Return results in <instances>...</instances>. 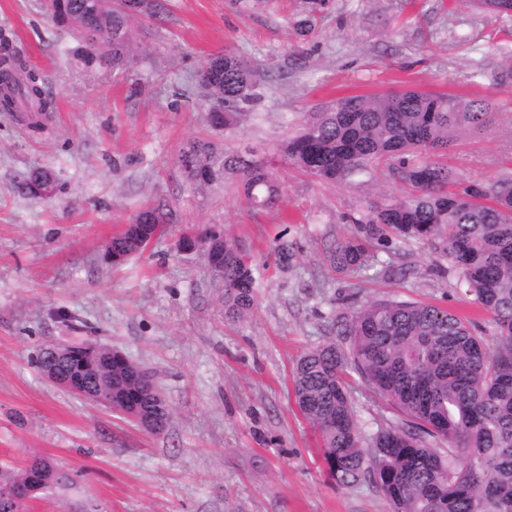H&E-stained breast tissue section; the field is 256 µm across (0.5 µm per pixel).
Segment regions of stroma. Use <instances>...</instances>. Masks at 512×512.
<instances>
[{"label": "stroma", "instance_id": "obj_1", "mask_svg": "<svg viewBox=\"0 0 512 512\" xmlns=\"http://www.w3.org/2000/svg\"><path fill=\"white\" fill-rule=\"evenodd\" d=\"M156 10L131 21L134 55L115 70L88 62L84 38L41 0H0V44L27 58L55 106L41 135L0 112V462L39 457L71 475L30 512H392L371 486L326 476L318 434L294 403V362L371 299L491 321L447 260L414 240L377 250L406 275L332 272L325 244L408 187L382 167L325 182L286 165L279 148L337 99L416 89L493 100L496 125L459 134L439 161L477 180L512 170V82L496 81L512 64V16L478 0H330L311 18L304 0H158ZM225 51L270 76L228 135L208 124L196 82L202 61ZM196 138L251 150L277 181V204L253 206L237 177L191 182L178 152ZM36 168L51 172L52 195L28 190ZM151 204L173 211L166 234L123 264L105 261L112 236ZM212 224L266 267L239 321L225 319L202 247L177 246ZM282 235L296 253L285 270L273 254ZM88 339L153 376L170 413L164 432L32 363L39 347ZM348 383L365 434L398 421L359 376Z\"/></svg>", "mask_w": 512, "mask_h": 512}]
</instances>
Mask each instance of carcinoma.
<instances>
[{
  "label": "carcinoma",
  "instance_id": "1",
  "mask_svg": "<svg viewBox=\"0 0 512 512\" xmlns=\"http://www.w3.org/2000/svg\"><path fill=\"white\" fill-rule=\"evenodd\" d=\"M52 19L65 24L74 13L88 17L91 60L112 68L128 63L127 0L102 13L98 0H62ZM265 71L226 52L208 58L198 72L209 111L224 114V129L239 123L258 100ZM0 112H29L28 127L42 129L51 109L38 78L19 54L0 56ZM496 106L450 94L418 90L341 98L314 114L286 140L287 164L318 179L343 182L386 165L412 187L402 197L374 204L354 220L357 234L326 244L331 270L367 272L383 262L375 245L416 240L448 260L465 293L489 313L493 331L474 333L472 322L433 304L384 299L352 308L336 320L338 339L303 352L292 370L296 404L318 432L328 476L342 488L370 484L392 512H512V175L476 183L433 157L446 154L464 132L491 128ZM187 175L213 172L212 183L241 177L246 197L259 207L276 204L273 173L251 150L219 152L211 141L189 142L179 156ZM172 223L160 207L142 208L113 235L108 255L128 259L145 250ZM205 252L224 256L217 276L224 316L243 318L255 304L258 267L216 227L201 238ZM276 260L286 268L293 245L278 240ZM82 355L86 368L73 375L112 395L119 409L143 415L155 405L143 395L147 373L131 360L109 362L111 349L95 342ZM357 373L403 419L367 437L360 430L347 378ZM445 444L434 448L429 439Z\"/></svg>",
  "mask_w": 512,
  "mask_h": 512
}]
</instances>
